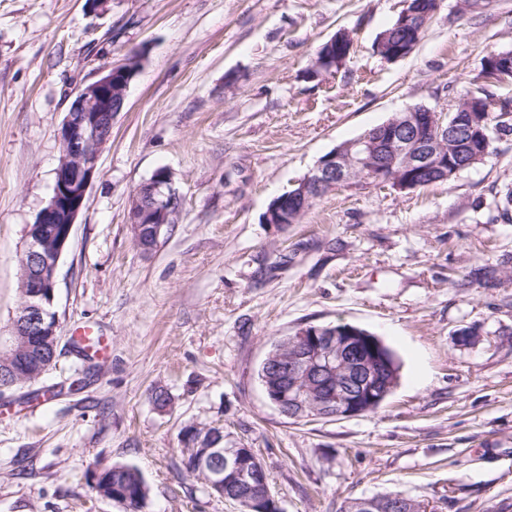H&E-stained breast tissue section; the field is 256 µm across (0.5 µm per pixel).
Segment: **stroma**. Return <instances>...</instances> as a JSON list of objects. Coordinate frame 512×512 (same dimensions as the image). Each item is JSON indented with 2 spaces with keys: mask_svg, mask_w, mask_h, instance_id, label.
Wrapping results in <instances>:
<instances>
[{
  "mask_svg": "<svg viewBox=\"0 0 512 512\" xmlns=\"http://www.w3.org/2000/svg\"><path fill=\"white\" fill-rule=\"evenodd\" d=\"M405 5L0 0V333L70 101L143 54L59 261V356L41 385L77 366L73 327L95 325L111 348L78 392L0 396V512H126L92 489L96 465L115 463L145 478L142 512H239L182 468L181 429L211 426L255 450L284 512L393 492L436 512H512V223L495 204L512 186V135L452 180L352 184L301 223L262 220L338 144L415 105L447 111L485 55L512 50V0H443L416 50L383 60L373 43ZM341 29L345 64L309 78ZM162 167L182 209L146 255L128 212ZM339 321L395 352L397 387L356 417L281 415L258 379L273 343Z\"/></svg>",
  "mask_w": 512,
  "mask_h": 512,
  "instance_id": "1",
  "label": "stroma"
}]
</instances>
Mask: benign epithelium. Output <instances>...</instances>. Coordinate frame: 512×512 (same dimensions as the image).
Returning a JSON list of instances; mask_svg holds the SVG:
<instances>
[{
	"instance_id": "1",
	"label": "benign epithelium",
	"mask_w": 512,
	"mask_h": 512,
	"mask_svg": "<svg viewBox=\"0 0 512 512\" xmlns=\"http://www.w3.org/2000/svg\"><path fill=\"white\" fill-rule=\"evenodd\" d=\"M442 0L407 2L400 13L405 34L413 33L414 17L423 11L436 13ZM415 42L391 45L379 40L376 53L386 61L411 55ZM133 53L125 61L101 71L98 79L78 90L58 130L62 154L55 170L54 185L47 205L35 223L27 226L23 256L22 288L27 298L18 316L0 336V351L7 360L0 368V394L18 384L35 383L42 373L28 367L26 355L40 354L45 346L58 348V318L54 317L57 268L72 236L87 191L98 173L99 159L112 137V123L124 108L134 67L141 63ZM512 63L509 53H492L484 62V79L494 82ZM484 100L456 101L444 114L429 107H410L406 116L396 117L372 128L360 138L343 143L323 156L316 168L300 179L286 194L275 198L264 214L267 224H281L292 207L297 213L336 188L350 184L362 172L376 182L399 190L415 187L416 177L436 172L443 180L458 174L460 156L448 145L463 138H481ZM181 208V197L173 188L167 170L156 172L133 193L128 224L139 244L142 235L159 241L165 227ZM65 225L63 234L53 228ZM288 347V358L274 367L277 378L264 382L269 401L289 418L355 417L373 411L390 394L388 374L392 359L384 343L358 327L305 325L280 339ZM182 461L190 470L209 472L208 492L226 498L225 486L247 490L233 499L243 512H272L277 507L267 470L251 448L211 447L203 439H185ZM385 502L377 497L358 498L345 505V512H378Z\"/></svg>"
}]
</instances>
